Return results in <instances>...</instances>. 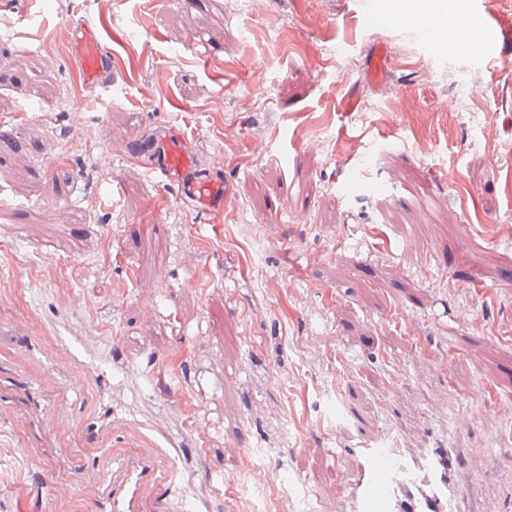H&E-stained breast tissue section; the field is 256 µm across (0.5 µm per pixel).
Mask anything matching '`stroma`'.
Instances as JSON below:
<instances>
[{
	"instance_id": "stroma-1",
	"label": "stroma",
	"mask_w": 512,
	"mask_h": 512,
	"mask_svg": "<svg viewBox=\"0 0 512 512\" xmlns=\"http://www.w3.org/2000/svg\"><path fill=\"white\" fill-rule=\"evenodd\" d=\"M379 7L0 0V512H107L138 453L85 434L106 412L173 471L138 512H338L335 449L442 417L474 512H512V44L440 51ZM79 21L114 57L93 95ZM166 123L223 161L219 221L103 162ZM387 54L383 47L377 48L370 56L367 64L368 76L377 88L386 86Z\"/></svg>"
}]
</instances>
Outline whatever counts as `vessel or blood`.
<instances>
[{
    "mask_svg": "<svg viewBox=\"0 0 512 512\" xmlns=\"http://www.w3.org/2000/svg\"><path fill=\"white\" fill-rule=\"evenodd\" d=\"M472 20L482 31L493 33L497 43L512 42L511 23L490 21L479 12ZM70 41L74 72L84 88H110L112 51L99 34L81 25L73 28ZM386 62L381 47L368 60V76L375 87L386 85ZM142 146L154 157L153 175L177 186L181 200L206 215L223 214L227 187L222 178L201 174L190 140L180 127H159ZM154 454L153 446L146 443L140 464L113 458L118 473L112 478V512H136V503L146 491L168 484L171 473L153 465ZM337 454L352 465L351 477L338 490L344 512H461L463 460L451 448L447 429L431 431L419 447L407 448L398 430L390 426L370 440L338 449Z\"/></svg>",
    "mask_w": 512,
    "mask_h": 512,
    "instance_id": "obj_1",
    "label": "vessel or blood"
}]
</instances>
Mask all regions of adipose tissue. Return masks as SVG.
Returning <instances> with one entry per match:
<instances>
[{"label": "adipose tissue", "mask_w": 512, "mask_h": 512, "mask_svg": "<svg viewBox=\"0 0 512 512\" xmlns=\"http://www.w3.org/2000/svg\"><path fill=\"white\" fill-rule=\"evenodd\" d=\"M431 19L433 27L428 36L439 48L452 46L456 38H463L468 48L478 49L482 34L472 23L459 0H394L382 20L397 24L405 20Z\"/></svg>", "instance_id": "ef3b65f1"}]
</instances>
